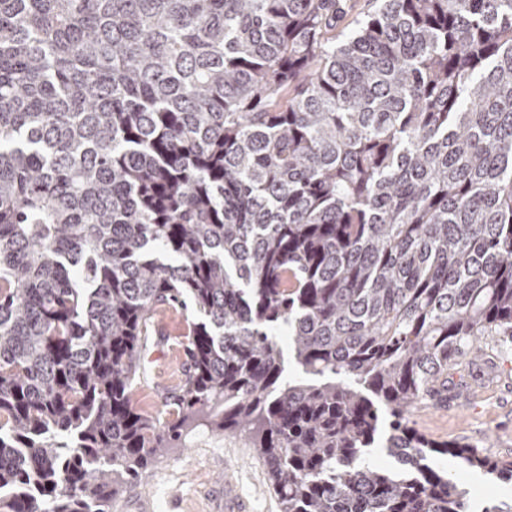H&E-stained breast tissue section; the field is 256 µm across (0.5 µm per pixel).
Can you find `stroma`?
<instances>
[{
	"mask_svg": "<svg viewBox=\"0 0 512 512\" xmlns=\"http://www.w3.org/2000/svg\"><path fill=\"white\" fill-rule=\"evenodd\" d=\"M191 313L181 307L162 310L157 319L163 336L144 355L146 382L136 396L152 393L156 414H163L165 394L176 388L189 370L184 328ZM490 372L461 365L450 375L458 397L455 407L441 403L411 408V425L437 441H457L480 452L512 460V346L490 344ZM236 481L248 512H280L256 449L243 437L222 434L199 425L189 436L123 486L112 512H225L224 480Z\"/></svg>",
	"mask_w": 512,
	"mask_h": 512,
	"instance_id": "obj_1",
	"label": "stroma"
}]
</instances>
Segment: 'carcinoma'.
<instances>
[{
    "label": "carcinoma",
    "instance_id": "cac0c4a2",
    "mask_svg": "<svg viewBox=\"0 0 512 512\" xmlns=\"http://www.w3.org/2000/svg\"><path fill=\"white\" fill-rule=\"evenodd\" d=\"M0 0V512H109L200 418L280 512H466L408 408L512 342V0ZM190 369L141 412L155 314ZM288 328L305 377L283 381ZM382 443L401 471L362 462Z\"/></svg>",
    "mask_w": 512,
    "mask_h": 512
}]
</instances>
